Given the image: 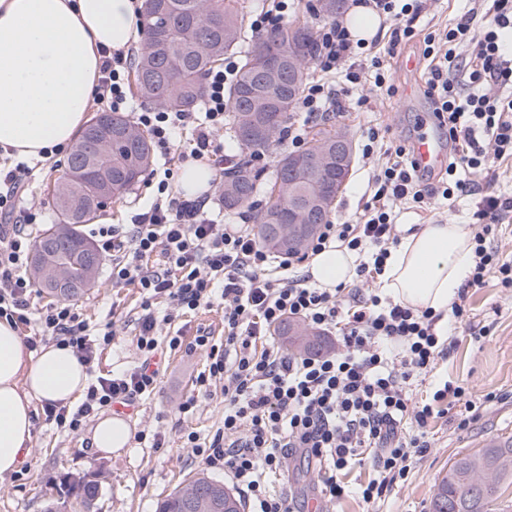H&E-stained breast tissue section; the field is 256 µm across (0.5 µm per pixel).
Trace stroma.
<instances>
[{"mask_svg": "<svg viewBox=\"0 0 512 512\" xmlns=\"http://www.w3.org/2000/svg\"><path fill=\"white\" fill-rule=\"evenodd\" d=\"M474 0H433L420 18L418 35L403 44L393 62L395 92L387 98H373L362 108H345L331 117L333 128L349 132L355 146L367 143L371 131H378V147L373 155L356 154L352 173L339 197L331 218L339 224L355 221L371 197L368 182L383 150L408 136H417L430 117V102L421 68H406L405 60L420 58L423 37L443 28L446 22L473 8ZM67 155L58 162L38 164L30 184L32 196L43 205L41 223L28 226L31 236H39L45 225L56 223L51 184L66 168ZM154 199V187L140 181L122 199L100 209V219L130 223L133 215L145 211ZM399 224H441L454 222L477 226L473 205L459 204L432 213L399 203ZM142 296L131 285L112 282L109 264H102L95 282L76 298L91 332L111 328L112 343L102 350L91 371L92 376L121 372L140 360L135 347L136 319ZM467 306L470 322L460 331L459 342L447 358L439 360L432 380H449L462 386L465 397L478 408L476 420L464 430L458 429L455 412H448L432 425L433 446L414 461L407 481L396 488L389 501L390 512H429L430 501L441 477L458 454L483 445L512 438V291L490 279L484 288L470 290ZM183 341L181 348L165 351L163 370L156 394L136 402L129 419L132 432H161L165 447L130 440L125 448L103 456L91 444L94 420L72 432L46 418L42 405H35L29 455L19 470L0 479V512H45L55 505L57 512H75L72 484L82 477L100 476L101 488L93 512H155L159 499L171 493L185 479L205 468L184 437L196 433L211 439L224 423V395L213 389L190 415L178 407L191 395L197 375L204 371V351H186L197 332L210 333L215 342L224 340V310L215 306L188 313L177 319ZM429 381L415 383L413 399L425 401L432 392ZM494 401H486V394ZM319 468L313 460L295 455L289 460L290 481L298 508L319 496Z\"/></svg>", "mask_w": 512, "mask_h": 512, "instance_id": "1", "label": "stroma"}]
</instances>
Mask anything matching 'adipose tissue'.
Wrapping results in <instances>:
<instances>
[{
  "label": "adipose tissue",
  "mask_w": 512,
  "mask_h": 512,
  "mask_svg": "<svg viewBox=\"0 0 512 512\" xmlns=\"http://www.w3.org/2000/svg\"><path fill=\"white\" fill-rule=\"evenodd\" d=\"M143 0H0V151L41 158L45 148L73 141L88 120L101 51L138 41ZM466 224H428L393 248L381 289L416 310L447 312L473 267ZM358 257L336 244L309 263L314 282L351 281ZM84 364L54 344L30 351L0 321V478L28 453L34 403L75 402L87 386Z\"/></svg>",
  "instance_id": "ef3b65f1"
}]
</instances>
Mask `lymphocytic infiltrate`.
Instances as JSON below:
<instances>
[{"instance_id":"1","label":"lymphocytic infiltrate","mask_w":512,"mask_h":512,"mask_svg":"<svg viewBox=\"0 0 512 512\" xmlns=\"http://www.w3.org/2000/svg\"><path fill=\"white\" fill-rule=\"evenodd\" d=\"M388 26V41H353L342 21L319 26L316 68L297 104L307 117L337 112L341 102L334 79L357 85L355 64L368 50L373 85L379 95L394 91L391 61L398 47L416 35V23L428 0H357ZM512 29V0H492L485 14L468 11L424 40L425 85L433 116L448 133L450 154L444 172L427 179L411 159L409 142L399 143L392 161L373 175V194L354 224L327 223L309 242L318 253L332 242L366 253L356 268L358 284L320 288L295 274L294 263L273 261L252 229L224 225L206 200L187 201L173 191L175 173L164 169L150 208L128 224L95 228L98 247L111 263L114 283L140 288L144 299L138 317L136 347L141 362L119 374L98 377L77 411L49 403L45 412L57 426L78 431L84 419L103 407L127 405L151 395L159 381L152 369L165 325L186 312L224 307V342L197 335L194 346L207 354L206 369L196 378L197 392L179 406L194 410L213 386L224 390V426L211 440L188 433L186 443L208 467L223 470L245 496L250 512H293L291 497L275 492L271 481L283 475L290 456L324 462L322 493L327 500L347 495L343 471L370 461L375 476L356 493L368 512H382L388 495L407 478L413 458L432 447L431 425L443 415L448 399L461 398L462 387L444 383L431 401L414 405L409 386L432 371L450 352L451 336L440 315L414 311L381 297L362 285L382 274L392 245L398 244L395 203L413 200L428 209L447 201L472 199L479 222L474 234V267L467 287H484L495 276L512 288V264L500 260L486 239L495 227L512 222V196L496 191L499 168L512 159V47L502 40ZM131 55L104 56L94 103L104 112L127 109ZM235 58L211 70L197 112L147 110L133 122L162 148H169L185 129H192V147L183 160L224 162V145L216 135L224 128L229 102L226 83L237 73ZM31 169L19 164L0 168V216L13 225L0 232V320L27 324L31 320L33 283L28 274L33 242L26 231L41 208L28 199L26 178ZM484 175L485 184L472 180ZM166 300L167 314H158L156 300ZM295 317L310 327L334 334L337 349L320 355L294 356L278 349L258 351L257 343L284 318ZM37 336L69 347L85 364L96 359L98 344H110L111 332L93 340L73 303L58 302L40 312Z\"/></svg>"}]
</instances>
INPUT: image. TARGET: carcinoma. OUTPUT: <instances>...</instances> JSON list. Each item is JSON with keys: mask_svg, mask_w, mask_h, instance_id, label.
<instances>
[{"mask_svg": "<svg viewBox=\"0 0 512 512\" xmlns=\"http://www.w3.org/2000/svg\"><path fill=\"white\" fill-rule=\"evenodd\" d=\"M216 14L214 26L205 15ZM141 26L145 43L140 49L134 71L138 96L173 112L196 109L205 92L207 72L224 56L240 52L236 77L226 89L231 105L229 124L234 138L245 154L224 170L220 195L224 210L254 212L260 244L273 254L299 253L315 236L310 233L296 250L273 233V225L285 223L288 214L297 212L303 202L321 205L316 223L330 220L336 194L333 184L336 167L321 174L305 171L292 189L274 193L278 182L288 179V164L294 158H312L324 153L340 131L326 123L312 127L306 147L279 155L271 176L252 164L251 155L266 151L288 128L296 112L308 78L309 65L315 59V34L306 24L289 23L273 31L252 35L244 25L240 0H145ZM272 42L292 62L293 74L283 70L272 76L266 71L260 47ZM129 129L131 139H112L106 154L81 152L83 138L73 145L70 159L106 169L112 175V198L140 182L153 164V151L143 131L126 116L117 113ZM99 185L92 178L75 184L62 173L54 183L53 203L59 224H72L70 236H57L58 224H50L39 235L32 261L41 257V248L51 244L56 249L83 261V244L87 237L81 225L87 214L98 208L94 200ZM82 200L83 212L71 210L70 201ZM292 349L311 353L323 349L319 335L298 323L287 320L275 328ZM512 485V440L493 442L458 455L448 465V472L436 485L430 512H495L503 487ZM96 479L80 478L74 485L80 512H91L99 492ZM156 512H224V482L205 472L187 478L165 499L157 503Z\"/></svg>", "mask_w": 512, "mask_h": 512, "instance_id": "cac0c4a2", "label": "carcinoma"}]
</instances>
